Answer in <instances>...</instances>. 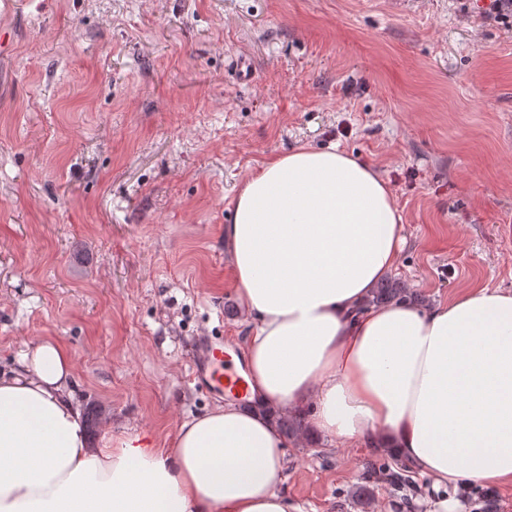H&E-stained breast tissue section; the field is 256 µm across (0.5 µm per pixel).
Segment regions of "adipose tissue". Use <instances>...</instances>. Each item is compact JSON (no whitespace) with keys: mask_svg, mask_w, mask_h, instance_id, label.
<instances>
[{"mask_svg":"<svg viewBox=\"0 0 512 512\" xmlns=\"http://www.w3.org/2000/svg\"><path fill=\"white\" fill-rule=\"evenodd\" d=\"M402 230L389 185L345 151L264 163L224 227L259 409L185 420L170 450L143 431L94 441L70 353L40 341L0 372V512H294L270 414L305 409L312 433L384 451L433 490L512 483V291L367 306Z\"/></svg>","mask_w":512,"mask_h":512,"instance_id":"ef3b65f1","label":"adipose tissue"}]
</instances>
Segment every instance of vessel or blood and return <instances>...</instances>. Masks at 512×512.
Instances as JSON below:
<instances>
[{
	"label": "vessel or blood",
	"instance_id": "b4317fda",
	"mask_svg": "<svg viewBox=\"0 0 512 512\" xmlns=\"http://www.w3.org/2000/svg\"><path fill=\"white\" fill-rule=\"evenodd\" d=\"M193 381L216 393H229L238 400H246L249 385L238 373L232 356L226 351L224 339L220 336H202L197 340L190 359Z\"/></svg>",
	"mask_w": 512,
	"mask_h": 512
}]
</instances>
